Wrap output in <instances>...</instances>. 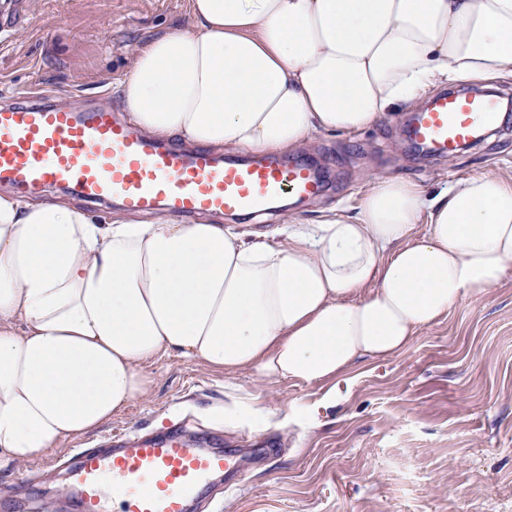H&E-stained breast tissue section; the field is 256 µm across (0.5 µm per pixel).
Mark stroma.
Returning <instances> with one entry per match:
<instances>
[{
    "label": "stroma",
    "mask_w": 512,
    "mask_h": 512,
    "mask_svg": "<svg viewBox=\"0 0 512 512\" xmlns=\"http://www.w3.org/2000/svg\"><path fill=\"white\" fill-rule=\"evenodd\" d=\"M26 9V26L0 34V102L44 95L120 109L132 49L193 28L191 0H26ZM410 113L398 108L356 134H312L295 154L326 168L328 192L294 207L296 218L352 210L372 177H406L434 195L474 174L512 176V112L494 136L433 159L409 149ZM148 370L151 395L112 427L165 433L182 421L193 443L205 431L222 448L271 449L223 512H512V273L419 330L401 354L352 368L329 406L325 383L228 377L178 355ZM236 399L259 417L237 427L211 418ZM99 438L25 464L0 461V512H77L64 503L58 459Z\"/></svg>",
    "instance_id": "35a3bbf8"
}]
</instances>
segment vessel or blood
Instances as JSON below:
<instances>
[{"mask_svg": "<svg viewBox=\"0 0 512 512\" xmlns=\"http://www.w3.org/2000/svg\"><path fill=\"white\" fill-rule=\"evenodd\" d=\"M499 101L481 93H441L408 126L409 140L450 156L498 124ZM0 184L18 193L72 190L84 201L119 200L126 212L192 218L254 216L287 197L322 195L314 166L275 157L219 158L213 152L152 140L111 108L37 99L0 105ZM242 449L193 446L178 431L118 434L69 460L68 495L79 512H191L216 479L234 492Z\"/></svg>", "mask_w": 512, "mask_h": 512, "instance_id": "vessel-or-blood-1", "label": "vessel or blood"}]
</instances>
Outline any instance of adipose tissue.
Here are the masks:
<instances>
[{
	"label": "adipose tissue",
	"mask_w": 512,
	"mask_h": 512,
	"mask_svg": "<svg viewBox=\"0 0 512 512\" xmlns=\"http://www.w3.org/2000/svg\"><path fill=\"white\" fill-rule=\"evenodd\" d=\"M195 29L136 50L120 99L144 134L283 154L447 83L512 78V0H191ZM277 242L213 223L102 220L0 194V459L98 430L170 354L300 384L406 350L512 272V177L427 197L370 178L354 214Z\"/></svg>",
	"instance_id": "ef3b65f1"
}]
</instances>
